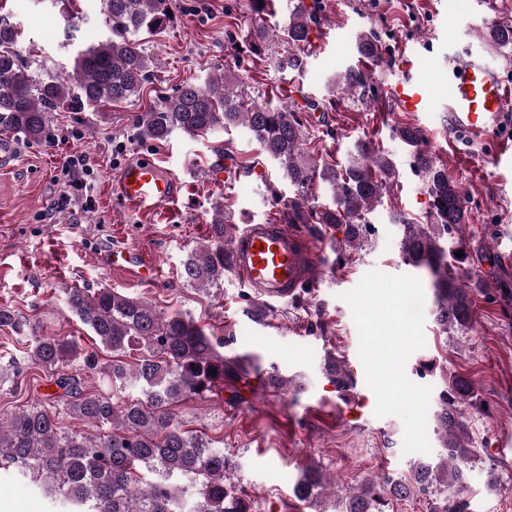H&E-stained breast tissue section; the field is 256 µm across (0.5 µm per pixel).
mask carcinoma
<instances>
[{
    "label": "carcinoma",
    "mask_w": 512,
    "mask_h": 512,
    "mask_svg": "<svg viewBox=\"0 0 512 512\" xmlns=\"http://www.w3.org/2000/svg\"><path fill=\"white\" fill-rule=\"evenodd\" d=\"M173 0H104L108 33L76 53L71 68L39 74V61L19 51L22 38L16 23L0 15V131L30 141L51 137L50 113L86 112L106 103L140 95L156 68L143 47L145 36L173 23ZM249 15L243 43L229 38L224 70L199 83L187 81L146 111L136 115L142 142H165L186 135L203 139L216 131L243 127L259 144L265 159L275 163L294 188L285 199L271 191L279 221L301 224L310 233L340 227L344 239L336 248V265L351 260L372 232L370 218L381 204L395 169L391 159L369 142L356 144L343 164L319 162L304 150L307 117L322 109L339 111L336 90L362 96L373 91L370 73L350 66L338 73L321 103L285 101L274 107L252 95L242 80L248 60H265L281 71L297 70L303 59L296 48L320 26L319 6L287 0L285 26L265 21L272 0H246ZM360 59L382 63V48L373 31L356 37ZM395 138L413 148V165L424 174L430 200V223L400 218L398 252L407 265L424 269L431 278L434 323L441 335L468 333L475 323V300L495 301L508 285L482 276L469 253L460 258L455 234L467 223L464 192L448 177L434 154L422 147L421 130L409 125L392 129ZM325 184L332 202H318L314 188ZM237 227L225 216L224 205L213 208L210 234L192 248L180 270L186 285L203 290L224 287V276L235 266L232 249ZM69 311L96 336L113 359L100 363L88 351L62 336L32 331L30 361L53 376L62 389L37 398L0 419V464L39 485L66 512H256L247 491L236 485L237 464L224 453V440L182 428L175 408L214 396L236 408L255 391L253 382L282 388L291 381L278 371H262L250 354L226 356V341L205 330L180 311L164 313L145 300L110 288L89 294L65 290ZM135 353L133 362L123 357ZM81 359L88 371L107 378L108 390H87L64 368ZM324 372L338 391L356 385L345 361L326 355ZM136 388L137 399L126 398ZM482 408L470 379L449 374L437 394L434 414L443 454L439 462L423 461L409 476L381 474L365 480L339 499V512H385V504L418 493L433 499L431 512H469L463 496L468 471L484 468L486 485L500 487L495 462L470 442L467 416L461 406ZM69 417L92 432L76 431ZM334 482L315 464L300 469L293 487L295 500L311 512L321 507Z\"/></svg>",
    "instance_id": "obj_1"
}]
</instances>
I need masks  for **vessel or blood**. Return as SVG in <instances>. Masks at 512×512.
<instances>
[{"label": "vessel or blood", "instance_id": "1", "mask_svg": "<svg viewBox=\"0 0 512 512\" xmlns=\"http://www.w3.org/2000/svg\"><path fill=\"white\" fill-rule=\"evenodd\" d=\"M402 78L392 91V101L402 112H429L437 105L448 110V133L475 145L494 142L495 166L512 164V137L502 129L512 105V85L498 67L472 53L448 54V80L443 88L428 90L427 76L419 61L405 59ZM181 186L167 168L151 159L127 163L109 185V192L130 214H155L178 200ZM235 270L257 295L269 299L288 297L311 278L317 246L281 224L247 225L233 245ZM96 263L107 270L134 275L151 283L160 277L159 266L148 261L134 246L116 245L98 253Z\"/></svg>", "mask_w": 512, "mask_h": 512}]
</instances>
